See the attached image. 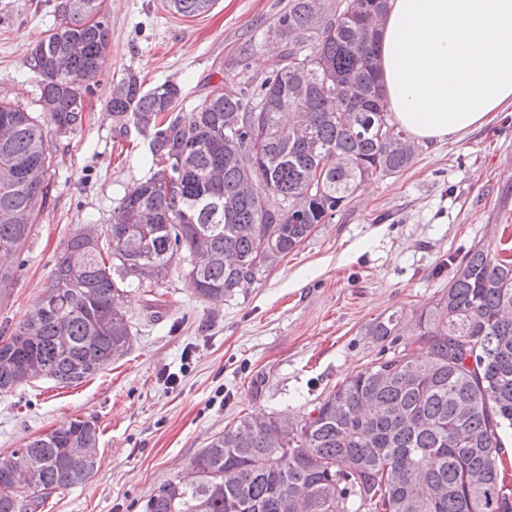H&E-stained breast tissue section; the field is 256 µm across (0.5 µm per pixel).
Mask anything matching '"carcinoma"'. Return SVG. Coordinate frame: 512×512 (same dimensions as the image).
Masks as SVG:
<instances>
[{
    "label": "carcinoma",
    "mask_w": 512,
    "mask_h": 512,
    "mask_svg": "<svg viewBox=\"0 0 512 512\" xmlns=\"http://www.w3.org/2000/svg\"><path fill=\"white\" fill-rule=\"evenodd\" d=\"M288 0L266 31L285 64L236 91L220 84L182 120L184 88L146 89L129 72L108 106L148 139L150 176L108 224H90L57 257L39 306L0 340V392L49 377L70 386L130 349L124 296L175 264L198 297L222 302L335 218L368 180L417 151L392 121L378 68L390 0ZM104 0H61L33 46L36 115L0 100V292L45 207L54 164L45 123L82 130L86 96L109 49ZM215 0H169L194 18ZM281 206L267 205L270 196ZM370 335L379 357L289 427L253 411L224 427L145 512H512V259L476 245L403 337L392 314ZM99 434L75 419L0 460V512H38L85 482ZM481 477L473 482V475Z\"/></svg>",
    "instance_id": "carcinoma-1"
}]
</instances>
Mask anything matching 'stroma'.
Returning <instances> with one entry per match:
<instances>
[{
    "mask_svg": "<svg viewBox=\"0 0 512 512\" xmlns=\"http://www.w3.org/2000/svg\"><path fill=\"white\" fill-rule=\"evenodd\" d=\"M288 0H216L195 18L166 0H105L110 49L83 130L49 129L50 198L0 298V331L37 307L54 261L85 224L109 223L124 191L148 174L147 143L120 130L108 108L113 82L136 74L197 96L235 86L240 62L257 78L273 55L264 32ZM58 0H0V94L40 112L30 51L59 23ZM251 56H243L244 47ZM512 242V107L463 137L420 145L406 171L365 183L330 223L247 288L219 304L194 295L179 268L125 308L133 345L74 386L41 377L0 393V458L72 419L99 430L98 468L56 491L44 512H144L161 484L186 470L236 417L272 412L296 420L336 384L377 358L370 331L389 315L410 328L474 244ZM175 372L177 387L162 375ZM223 404H214L216 387Z\"/></svg>",
    "mask_w": 512,
    "mask_h": 512,
    "instance_id": "1",
    "label": "stroma"
}]
</instances>
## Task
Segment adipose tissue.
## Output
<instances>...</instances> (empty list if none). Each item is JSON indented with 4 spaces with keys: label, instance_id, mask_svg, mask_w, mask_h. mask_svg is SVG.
<instances>
[{
    "label": "adipose tissue",
    "instance_id": "obj_1",
    "mask_svg": "<svg viewBox=\"0 0 512 512\" xmlns=\"http://www.w3.org/2000/svg\"><path fill=\"white\" fill-rule=\"evenodd\" d=\"M378 64L415 141L472 131L512 104V0H391Z\"/></svg>",
    "mask_w": 512,
    "mask_h": 512
}]
</instances>
